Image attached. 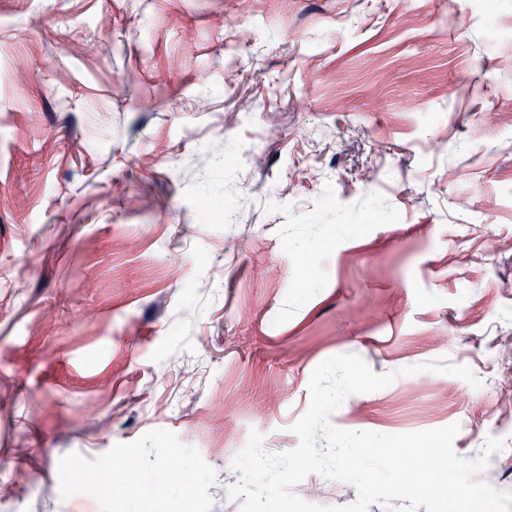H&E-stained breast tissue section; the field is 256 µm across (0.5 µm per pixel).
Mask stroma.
<instances>
[{"label": "stroma", "instance_id": "35a3bbf8", "mask_svg": "<svg viewBox=\"0 0 512 512\" xmlns=\"http://www.w3.org/2000/svg\"><path fill=\"white\" fill-rule=\"evenodd\" d=\"M509 55L512 0H0V512H239L342 354L396 378L333 426L512 491Z\"/></svg>", "mask_w": 512, "mask_h": 512}]
</instances>
